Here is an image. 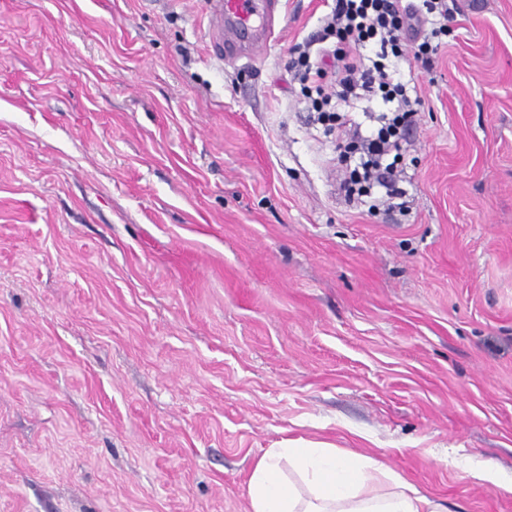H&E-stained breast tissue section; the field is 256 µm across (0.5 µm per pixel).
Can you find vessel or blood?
Listing matches in <instances>:
<instances>
[{"label":"vessel or blood","instance_id":"vessel-or-blood-1","mask_svg":"<svg viewBox=\"0 0 512 512\" xmlns=\"http://www.w3.org/2000/svg\"><path fill=\"white\" fill-rule=\"evenodd\" d=\"M206 14L213 57L257 60L281 20V0H207Z\"/></svg>","mask_w":512,"mask_h":512}]
</instances>
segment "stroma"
Listing matches in <instances>:
<instances>
[{
  "label": "stroma",
  "mask_w": 512,
  "mask_h": 512,
  "mask_svg": "<svg viewBox=\"0 0 512 512\" xmlns=\"http://www.w3.org/2000/svg\"><path fill=\"white\" fill-rule=\"evenodd\" d=\"M448 0L407 215L349 203L288 62L205 0H0V512H248L319 441L449 512H512V0ZM281 0H208L207 37L220 61L262 58L281 20ZM467 471L476 483L490 486L498 495L512 497V479L502 478L493 464L471 463Z\"/></svg>",
  "instance_id": "35a3bbf8"
}]
</instances>
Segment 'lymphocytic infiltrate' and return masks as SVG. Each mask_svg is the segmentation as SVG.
Here are the masks:
<instances>
[{"label": "lymphocytic infiltrate", "instance_id": "obj_1", "mask_svg": "<svg viewBox=\"0 0 512 512\" xmlns=\"http://www.w3.org/2000/svg\"><path fill=\"white\" fill-rule=\"evenodd\" d=\"M448 0H333L315 40L295 45L288 71L325 135L336 136L347 172L346 200L378 195L406 206L400 186L402 132L421 101L397 77L396 60L429 68L448 30ZM378 103L362 124L341 112L351 101Z\"/></svg>", "mask_w": 512, "mask_h": 512}]
</instances>
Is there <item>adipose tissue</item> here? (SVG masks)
<instances>
[{"label": "adipose tissue", "mask_w": 512, "mask_h": 512, "mask_svg": "<svg viewBox=\"0 0 512 512\" xmlns=\"http://www.w3.org/2000/svg\"><path fill=\"white\" fill-rule=\"evenodd\" d=\"M248 496L250 512H447L378 459L319 443L263 454Z\"/></svg>", "instance_id": "adipose-tissue-1"}]
</instances>
